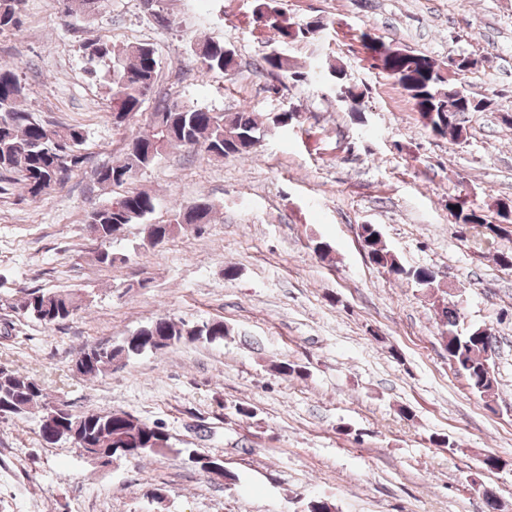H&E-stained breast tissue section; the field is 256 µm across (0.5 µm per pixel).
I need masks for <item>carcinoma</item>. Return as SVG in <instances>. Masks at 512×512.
Wrapping results in <instances>:
<instances>
[{
  "instance_id": "carcinoma-1",
  "label": "carcinoma",
  "mask_w": 512,
  "mask_h": 512,
  "mask_svg": "<svg viewBox=\"0 0 512 512\" xmlns=\"http://www.w3.org/2000/svg\"><path fill=\"white\" fill-rule=\"evenodd\" d=\"M69 14L87 17L103 0H62ZM22 0H0V33L20 30ZM256 17H265V26L272 32L270 40L278 46L265 53L261 62L272 73H286L294 81H304L309 73L294 69L281 47L311 39L321 29L313 22L298 24L288 21L272 4L264 3ZM368 50L375 52L372 66L385 72L413 101L423 124L436 136L453 134L465 139L460 116L466 112L485 110L484 100L452 87L439 74L440 64L433 58L406 50L400 52L381 38L368 32L361 34ZM86 72L99 75V65L108 60L112 69L105 80L108 94L116 104L112 124L127 128L142 115V105L151 91L158 67L155 48L138 43L116 49L101 40L82 45ZM203 69L229 73L236 65L234 51L219 42H206L197 52ZM24 87L16 68L0 64V178L20 183L31 196L37 197L51 189L80 161L77 155L84 140L83 132L73 126L51 127L34 118L20 105ZM260 127L254 113L243 108L237 112L186 105L166 101L151 113L145 134L131 137L123 159L96 169L97 183L122 186L135 179L137 173L175 147L197 149L214 158L249 156L260 145ZM156 197L142 189L127 191L110 205L94 209L88 216L87 229L98 243L94 260L100 265L124 263L110 249L113 235L128 224L144 225V245L157 247L169 241L191 224L212 220L213 206L203 200L181 203L173 208L166 224H149L155 211ZM448 212L455 223L479 227L486 235L498 237L508 233L504 223L508 215L499 206L492 214L469 196H448ZM362 238L370 262L393 276H410L420 286L430 288L435 276L428 269L406 270L386 248L380 232L371 224L362 225ZM17 310L46 325L69 320L78 310L77 300L68 291H44L40 288L25 293ZM443 326L440 335L446 342L448 361L467 378L471 390L485 394L494 389L497 379L488 371V351L494 349L492 334L476 329L468 333L457 330L458 313L452 306L439 308ZM221 320L187 323L168 315L139 326L119 342H94L78 353L76 360H87L90 366L81 372L89 382L107 374L124 360L147 351H158L177 344L214 343L224 340ZM39 413V432L48 442L65 440L75 447L93 448L97 454L132 456L164 455L174 443L163 426L142 421L122 411H85L74 414L63 401L47 400L45 388L37 378L17 370L0 367V417L23 418Z\"/></svg>"
}]
</instances>
